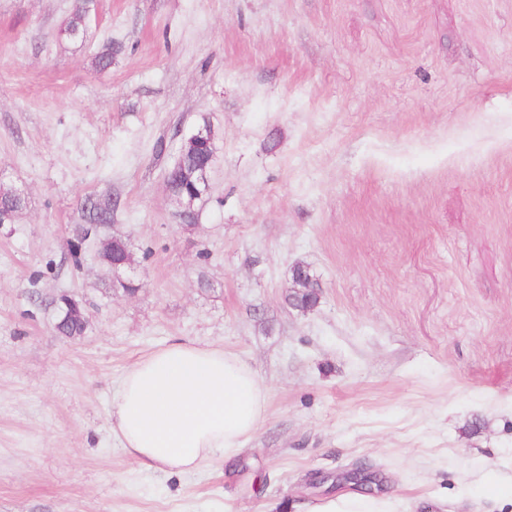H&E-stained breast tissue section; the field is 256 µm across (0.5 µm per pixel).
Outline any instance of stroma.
Here are the masks:
<instances>
[{
    "label": "stroma",
    "instance_id": "obj_1",
    "mask_svg": "<svg viewBox=\"0 0 512 512\" xmlns=\"http://www.w3.org/2000/svg\"><path fill=\"white\" fill-rule=\"evenodd\" d=\"M71 4L0 0V180L27 195L0 224V512H309L357 465L399 512H466L476 475L511 477L512 0H97L82 44ZM202 115L187 229L165 176ZM89 196L117 203L135 294L70 252ZM63 292L83 335L53 330ZM174 339L268 390L190 474L141 469L110 417Z\"/></svg>",
    "mask_w": 512,
    "mask_h": 512
}]
</instances>
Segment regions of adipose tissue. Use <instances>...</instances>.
Segmentation results:
<instances>
[{"label": "adipose tissue", "instance_id": "adipose-tissue-1", "mask_svg": "<svg viewBox=\"0 0 512 512\" xmlns=\"http://www.w3.org/2000/svg\"><path fill=\"white\" fill-rule=\"evenodd\" d=\"M267 391L239 355L174 340L125 373L112 432L143 469L194 473L234 458L265 417ZM314 512H398L389 497L343 493Z\"/></svg>", "mask_w": 512, "mask_h": 512}]
</instances>
